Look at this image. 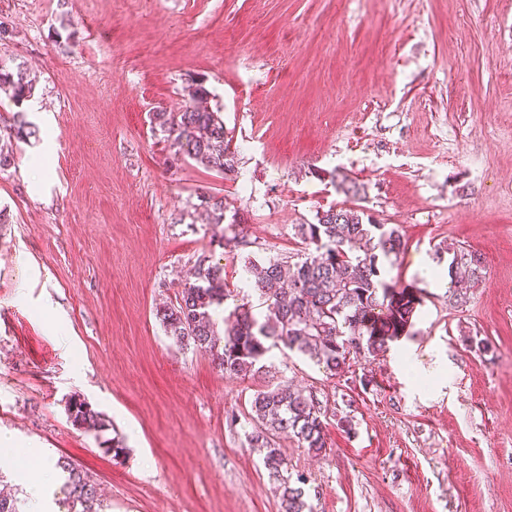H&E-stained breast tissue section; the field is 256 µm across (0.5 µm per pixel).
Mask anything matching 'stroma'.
Here are the masks:
<instances>
[{
    "label": "stroma",
    "instance_id": "1",
    "mask_svg": "<svg viewBox=\"0 0 512 512\" xmlns=\"http://www.w3.org/2000/svg\"><path fill=\"white\" fill-rule=\"evenodd\" d=\"M0 24V62L36 80L39 129L8 137L0 110V433L16 441L0 482L20 512L63 454L105 512H280L245 438L259 380L176 345L157 311L202 254L238 291L220 317L257 303L246 257L296 260V225L343 205L399 227L385 275L422 305L341 378L272 349L280 380L328 409L324 455L281 440L289 470L313 512H512V0H0ZM195 80L237 178L176 157L150 124L183 111ZM212 193L246 246H224L198 209ZM460 247L482 265L457 308L449 278L424 273ZM74 397L125 455L71 424Z\"/></svg>",
    "mask_w": 512,
    "mask_h": 512
}]
</instances>
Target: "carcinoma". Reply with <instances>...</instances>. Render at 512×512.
<instances>
[{
	"label": "carcinoma",
	"mask_w": 512,
	"mask_h": 512,
	"mask_svg": "<svg viewBox=\"0 0 512 512\" xmlns=\"http://www.w3.org/2000/svg\"><path fill=\"white\" fill-rule=\"evenodd\" d=\"M0 91L15 105L7 127L21 141L38 136L35 124L26 120L24 102L35 93V80L23 63L0 66ZM192 104L181 112H152L151 121L168 133L173 146L186 157L208 169L230 177L238 172L237 152L224 129L221 113L194 105L210 95L201 80L188 86ZM211 214L212 224L222 227L224 245L245 246L236 233L237 215L227 223L224 197L199 198ZM307 253L292 263L282 258L245 260L252 289L265 314L254 312L249 303L235 306L234 320L219 336L214 316L232 296L224 278V266L201 254L188 273V282L176 302L157 311L166 333L179 345H192L209 352L224 374L263 378L250 402L249 446L265 449L264 467L276 483L281 512H311L305 491L306 479L293 476L280 449V439L293 437L316 456L326 451L324 433L326 409L316 393L294 389L275 381L273 365L267 363L272 348L281 347L315 361L327 376L341 377L350 356L376 357L389 343L408 334L421 299L409 288H399L384 278L386 263L405 248L398 227L372 220L355 207H331L315 224L295 225ZM460 265L476 276L481 256L459 251L449 268ZM74 426L107 430L103 414L81 399L67 408ZM56 467L65 474L62 507L66 512H96L98 491L87 473L71 460L61 457ZM82 510H76V506Z\"/></svg>",
	"instance_id": "cac0c4a2"
}]
</instances>
